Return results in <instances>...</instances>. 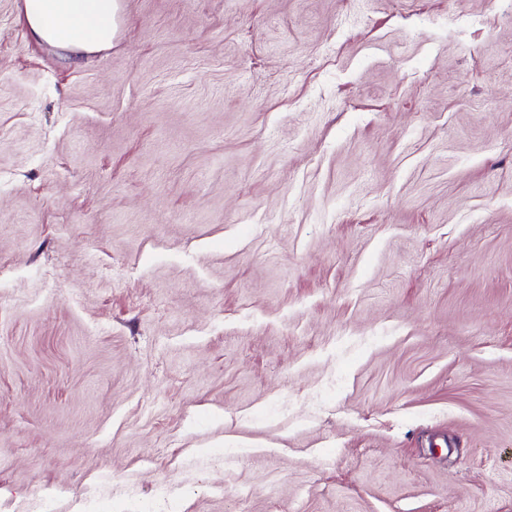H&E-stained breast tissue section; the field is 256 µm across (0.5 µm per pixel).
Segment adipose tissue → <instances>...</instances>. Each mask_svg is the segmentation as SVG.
I'll return each mask as SVG.
<instances>
[{"label": "adipose tissue", "instance_id": "1", "mask_svg": "<svg viewBox=\"0 0 512 512\" xmlns=\"http://www.w3.org/2000/svg\"><path fill=\"white\" fill-rule=\"evenodd\" d=\"M116 10V0H23L36 38L76 52L111 46Z\"/></svg>", "mask_w": 512, "mask_h": 512}]
</instances>
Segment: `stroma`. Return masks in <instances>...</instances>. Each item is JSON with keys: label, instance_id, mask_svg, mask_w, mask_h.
Instances as JSON below:
<instances>
[{"label": "stroma", "instance_id": "35a3bbf8", "mask_svg": "<svg viewBox=\"0 0 512 512\" xmlns=\"http://www.w3.org/2000/svg\"><path fill=\"white\" fill-rule=\"evenodd\" d=\"M20 3L0 512H512V0ZM115 0H23L32 34L76 52H93L112 44Z\"/></svg>", "mask_w": 512, "mask_h": 512}]
</instances>
